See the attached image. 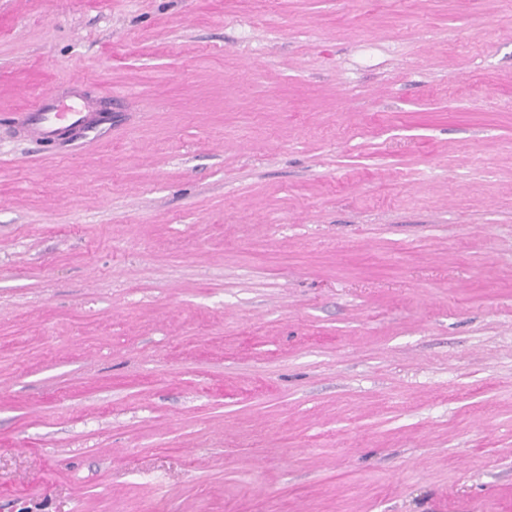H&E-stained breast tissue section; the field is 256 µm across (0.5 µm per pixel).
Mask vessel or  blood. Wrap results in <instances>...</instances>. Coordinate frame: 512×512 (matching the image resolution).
Masks as SVG:
<instances>
[{
  "label": "vessel or blood",
  "mask_w": 512,
  "mask_h": 512,
  "mask_svg": "<svg viewBox=\"0 0 512 512\" xmlns=\"http://www.w3.org/2000/svg\"><path fill=\"white\" fill-rule=\"evenodd\" d=\"M16 133L39 143L56 141L66 133H93L95 123L86 112H62L58 109L56 94L39 98L31 111L14 117Z\"/></svg>",
  "instance_id": "b4317fda"
}]
</instances>
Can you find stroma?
I'll list each match as a JSON object with an SVG mask.
<instances>
[{
  "label": "stroma",
  "instance_id": "35a3bbf8",
  "mask_svg": "<svg viewBox=\"0 0 512 512\" xmlns=\"http://www.w3.org/2000/svg\"><path fill=\"white\" fill-rule=\"evenodd\" d=\"M0 512H512V0H0ZM57 93L45 94L33 105L32 112L15 114L16 133L38 143L56 141L66 133L82 132L89 135L94 132V119L87 112H60Z\"/></svg>",
  "mask_w": 512,
  "mask_h": 512
}]
</instances>
